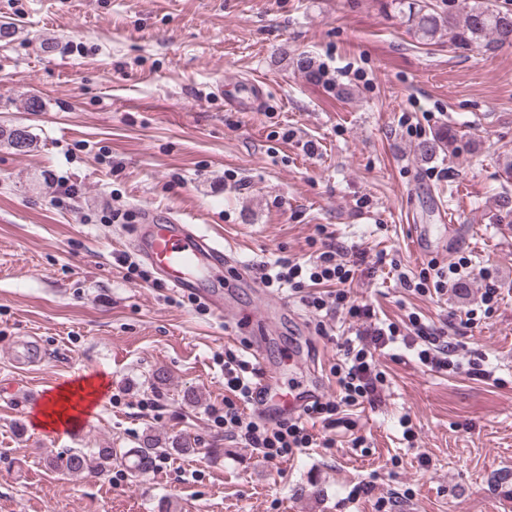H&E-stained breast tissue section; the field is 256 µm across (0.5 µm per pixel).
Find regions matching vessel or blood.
<instances>
[{"mask_svg":"<svg viewBox=\"0 0 512 512\" xmlns=\"http://www.w3.org/2000/svg\"><path fill=\"white\" fill-rule=\"evenodd\" d=\"M141 215L133 241L138 255L171 288L197 296L218 315H229L230 309L224 304V272L233 267L234 259L223 241L171 213L159 217L146 208ZM278 385V374L264 371L252 395L258 411L293 416L302 413L316 396L314 390L297 388L281 398L275 394Z\"/></svg>","mask_w":512,"mask_h":512,"instance_id":"obj_1","label":"vessel or blood"}]
</instances>
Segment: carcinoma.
<instances>
[{"instance_id": "obj_1", "label": "carcinoma", "mask_w": 512, "mask_h": 512, "mask_svg": "<svg viewBox=\"0 0 512 512\" xmlns=\"http://www.w3.org/2000/svg\"><path fill=\"white\" fill-rule=\"evenodd\" d=\"M399 12H407V22L411 32L418 38L430 41L448 35L460 48L480 47L486 52L512 46V9H497L491 0H448V8L437 10L428 5H420L414 0H392ZM0 138L19 154L29 152L33 137L21 126L0 129ZM457 135L453 130H437L431 137L421 141L416 153L423 160L433 158L439 151H456ZM194 448L186 442L171 441L162 446L155 436L143 437L140 447L119 451L115 448H70L51 453L47 466L68 476H77L86 471L105 474L112 465L120 463L129 471L145 474L156 466L164 455L187 454Z\"/></svg>"}]
</instances>
